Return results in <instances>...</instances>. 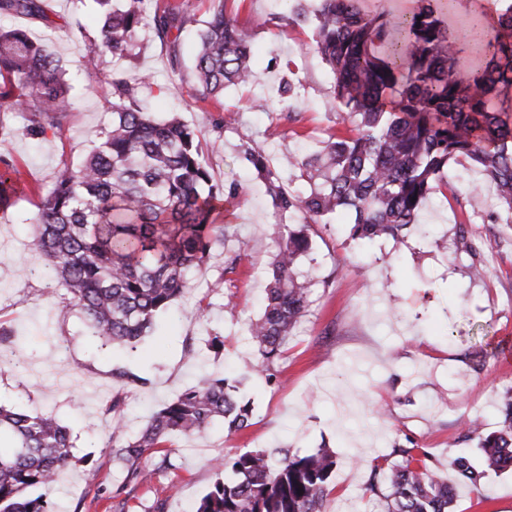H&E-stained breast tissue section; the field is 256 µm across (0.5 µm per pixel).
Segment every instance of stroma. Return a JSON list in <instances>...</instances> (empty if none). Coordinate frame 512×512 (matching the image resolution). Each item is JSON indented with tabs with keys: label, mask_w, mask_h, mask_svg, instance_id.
I'll return each instance as SVG.
<instances>
[{
	"label": "stroma",
	"mask_w": 512,
	"mask_h": 512,
	"mask_svg": "<svg viewBox=\"0 0 512 512\" xmlns=\"http://www.w3.org/2000/svg\"><path fill=\"white\" fill-rule=\"evenodd\" d=\"M194 17L177 43L140 34L126 66L150 75L147 112L196 130L214 183L234 187L223 241L189 275L190 290L161 312L136 348L102 344L89 335L79 308H58L63 288L43 274V257L30 248L42 197L63 165L78 166L93 148L91 131L106 126L110 86L81 65L84 35L97 31V0H42L43 18L8 17V25L48 42L70 85L69 112L60 131L19 137L0 146L21 172L10 207L0 209V327L26 369L0 362V402L55 417L70 432L74 463L51 495L54 512H150L162 499L167 512H191L216 480H232L216 459L245 449L309 455L326 448L339 460L328 485L330 512H375L366 494L371 470L397 448H422L440 470L460 455L476 456L463 417L500 428L504 393L512 388V222L493 185L481 207L470 189L482 182L470 162L451 165L446 193L421 209L419 228L403 242L352 240L345 217L309 228L313 242L303 270L319 279L275 367L281 384L254 371L257 352L247 335L260 316L277 247L279 219L262 181L244 158L254 147L269 161L303 157L331 133L352 124L336 107L332 77L316 53L311 23L284 26L283 0H193ZM224 7L247 31L254 77L202 98L191 75L197 32L213 9ZM302 82L282 98L281 80ZM294 121H287V113ZM253 249L234 271L224 257L241 241ZM483 269L471 274L472 265ZM123 366L146 378L129 390L112 376ZM240 379L239 394L253 406L245 431L213 422L200 434H176L162 445L174 463L125 499H110L121 466L112 456V401L121 398L122 426L135 436L152 413L203 375ZM454 512H512V473L490 475L481 490L457 486Z\"/></svg>",
	"instance_id": "stroma-1"
}]
</instances>
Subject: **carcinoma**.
Segmentation results:
<instances>
[{
  "label": "carcinoma",
  "mask_w": 512,
  "mask_h": 512,
  "mask_svg": "<svg viewBox=\"0 0 512 512\" xmlns=\"http://www.w3.org/2000/svg\"><path fill=\"white\" fill-rule=\"evenodd\" d=\"M101 27L85 37L82 66L93 73L109 59L134 56L137 37L149 28L164 40L191 21L189 0H97ZM441 0H422L395 22L389 13L366 11L361 0H320L313 44L333 75L336 106L348 112L349 136L329 135L321 149L302 158L285 156L272 167L264 152L249 148L245 159L263 181L280 217L303 215L300 224H279L263 313L247 333L260 359L254 368L277 378L275 362L307 310L315 278L298 269L312 248L310 224H327L338 213L354 216L352 237L398 241L418 224L424 201L447 187L442 177L452 162L468 158L494 184L512 215V114L501 98L512 97V2L479 35L483 60L460 75L464 48L440 18ZM0 15L40 16V0H0ZM194 62L196 90L224 92L252 76L249 36L237 18L213 10ZM65 70L48 47L22 29L0 28V112L23 114L13 126L0 117V144L23 136L39 139L62 127L69 108ZM106 111L112 122L95 132L96 146L77 167L63 166L35 217L34 250L64 287L62 309L84 314L91 335L104 343L136 347L187 288L189 273L204 265L224 238L216 217L234 191L213 182L194 129L176 119L157 120L142 111L140 98L152 89L150 76L114 70ZM0 206L9 205L19 171L0 159ZM298 173L304 193L285 188L280 169ZM112 376L125 387L145 380L117 367ZM224 376H207L162 405L143 430L123 437L112 431V455L125 480L113 493L150 481L172 467L168 454L153 467L146 451L174 434H198L216 419L229 430L249 426L252 404L235 396ZM468 433L479 439V462L465 456L448 467L461 482L479 489L492 472L512 470V391L501 428L482 434L475 421ZM14 441L0 450V512H52L50 492L74 458L65 426L51 416L0 404V437ZM401 459L373 466L366 492L381 496L384 512H449L456 492L430 455L398 448ZM217 467L236 479L217 480L195 512H327L328 484L336 456L285 455L246 450L219 459ZM44 493L32 497L30 491Z\"/></svg>",
  "instance_id": "obj_1"
}]
</instances>
